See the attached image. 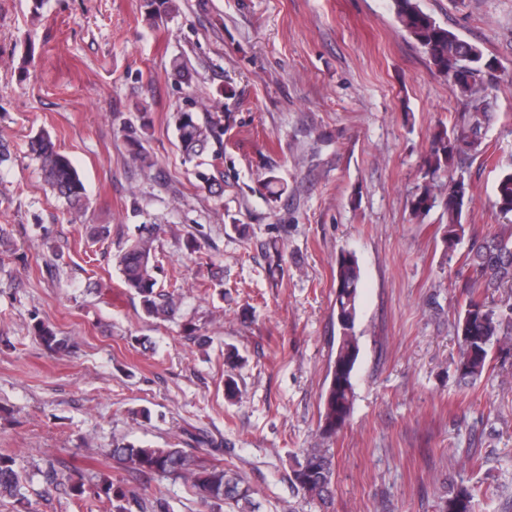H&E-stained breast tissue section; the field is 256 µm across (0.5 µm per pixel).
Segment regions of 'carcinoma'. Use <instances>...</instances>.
Returning <instances> with one entry per match:
<instances>
[{
  "instance_id": "cac0c4a2",
  "label": "carcinoma",
  "mask_w": 512,
  "mask_h": 512,
  "mask_svg": "<svg viewBox=\"0 0 512 512\" xmlns=\"http://www.w3.org/2000/svg\"><path fill=\"white\" fill-rule=\"evenodd\" d=\"M389 6L404 34L421 47L430 65L448 78L450 90L469 107V111L458 115L452 129L442 127L433 134L424 162L425 184L411 201L415 216L427 214L436 204L437 179L448 174L444 212L448 217V248L451 249L464 236L462 217L472 201V194L466 183L462 184V190H456L455 178L449 172L478 158L488 160L482 130L490 120L489 89L497 79L496 61L487 57L478 44L461 38L424 12L417 0H389ZM145 7L151 25L178 12L175 0H146ZM175 129L184 162L195 164L199 168L197 177L216 188V193L223 194L224 173L202 168L203 156L210 153L215 160L223 156L224 126L220 117L210 112L203 118L195 112H179L175 116ZM127 139L131 159L152 166L137 129L130 128ZM30 148L40 163L45 182L72 208L82 209L85 206L83 179L52 137L40 132L31 141ZM260 189L269 202L278 200L286 192L285 184L273 168L264 174ZM492 207L504 216L512 214V170L500 175ZM157 233L155 224L138 225L137 234L126 239L120 248L117 265L125 288L139 298L144 315L149 319L166 320L176 313L178 302L172 293L160 288L156 278ZM469 243V250L460 257L461 266L469 275L461 284L463 305L454 323L456 336L472 338L469 343L458 342L454 364L461 383L482 376L488 369L490 350L500 337L512 339V320L502 317L503 305L496 301V295L512 290V225L503 224L499 230L486 234L474 233ZM334 284L333 312L340 335L323 394L322 443L303 450L301 458L295 461L292 479L295 490L304 498L320 501L329 497L333 478L332 453L325 443L347 424L355 400V364L359 355L356 320L361 288V269L355 253L343 251L336 257ZM37 331L47 348L65 349V341L50 327L40 323ZM112 459L143 475L190 481L206 500L237 502L249 497L248 490L241 486L234 473L222 466L205 465L180 448L121 443L112 448ZM65 480L78 500L87 504L89 512L92 510L90 503L103 496L112 502V512H126L122 504L126 491L114 485L110 477H101L88 496L78 473L67 474ZM23 481L16 457L0 453V498H19ZM473 499L472 489L460 484L442 498L439 512H474Z\"/></svg>"
}]
</instances>
